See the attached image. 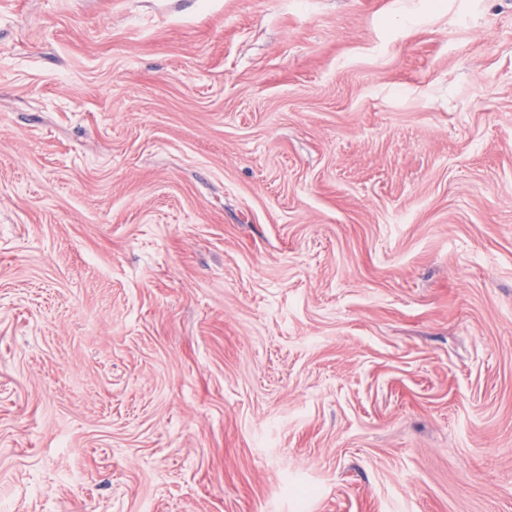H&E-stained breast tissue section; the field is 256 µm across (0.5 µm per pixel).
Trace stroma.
<instances>
[{
    "label": "stroma",
    "mask_w": 512,
    "mask_h": 512,
    "mask_svg": "<svg viewBox=\"0 0 512 512\" xmlns=\"http://www.w3.org/2000/svg\"><path fill=\"white\" fill-rule=\"evenodd\" d=\"M8 512H512V0H0Z\"/></svg>",
    "instance_id": "stroma-1"
}]
</instances>
